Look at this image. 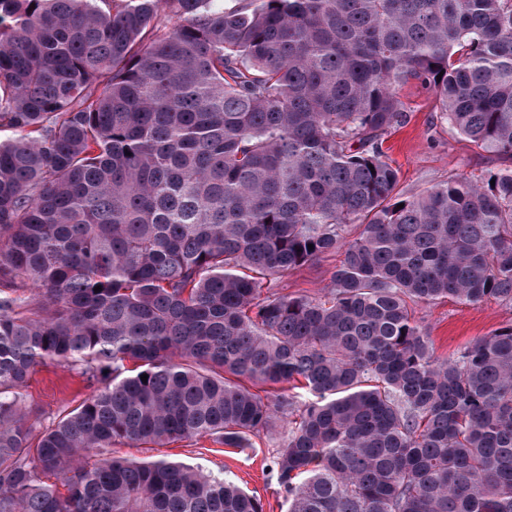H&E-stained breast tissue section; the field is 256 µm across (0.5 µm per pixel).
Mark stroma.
<instances>
[{"label": "stroma", "instance_id": "obj_1", "mask_svg": "<svg viewBox=\"0 0 512 512\" xmlns=\"http://www.w3.org/2000/svg\"><path fill=\"white\" fill-rule=\"evenodd\" d=\"M399 97L408 120L388 133L383 148L398 171L399 187L405 194L418 193L451 174L476 179L497 166L495 156L472 148L440 119L435 97L427 86L410 82L400 88ZM339 261V256H326L311 266L273 280L272 285L283 293L316 295L328 286L330 273ZM417 318L433 343L436 357L443 359L458 348L512 324V305L492 298L466 305L448 298L421 305ZM26 392L34 404L52 415L65 404L87 398L92 388L77 370L48 361L37 367ZM280 435L277 429L262 434L254 438L249 448H227L202 439L163 448L117 444L109 453L134 460L176 459L207 471L224 472L247 493L261 498L265 512H285L284 499L268 476L269 453Z\"/></svg>", "mask_w": 512, "mask_h": 512}]
</instances>
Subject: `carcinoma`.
Instances as JSON below:
<instances>
[{"label":"carcinoma","instance_id":"obj_1","mask_svg":"<svg viewBox=\"0 0 512 512\" xmlns=\"http://www.w3.org/2000/svg\"><path fill=\"white\" fill-rule=\"evenodd\" d=\"M411 80L503 164L401 193ZM5 130L0 512H264L104 451L279 415L286 512H512V324L438 359L416 318L512 305V0H0ZM47 360L94 391L45 424ZM340 259V253L328 255L311 266L289 272L273 280L270 286L278 288L283 293L315 296L321 289L328 286L330 273L333 267L339 264Z\"/></svg>","mask_w":512,"mask_h":512}]
</instances>
